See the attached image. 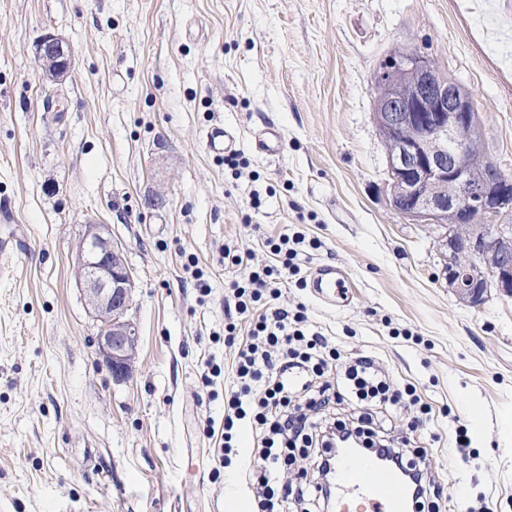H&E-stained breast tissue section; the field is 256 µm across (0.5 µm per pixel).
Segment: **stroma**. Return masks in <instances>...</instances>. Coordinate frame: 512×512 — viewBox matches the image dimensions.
<instances>
[{"label": "stroma", "mask_w": 512, "mask_h": 512, "mask_svg": "<svg viewBox=\"0 0 512 512\" xmlns=\"http://www.w3.org/2000/svg\"><path fill=\"white\" fill-rule=\"evenodd\" d=\"M48 32L74 55L61 112L43 107ZM398 48L471 92L512 172V0H0V203L18 218L0 257V512H257L250 426L218 477L205 432L236 362L219 340L236 275L221 251L261 266L283 233L318 241L304 275L333 264L354 290L330 306L288 285L280 305L304 304L342 359L415 388L385 428L423 458L440 512H512V299L458 303L439 229L390 206L371 77ZM216 125L236 165L208 151ZM271 129L277 150H257ZM154 189L166 201L149 210ZM89 223L108 225L134 279L139 342L120 380L73 270ZM211 357L224 375L208 386Z\"/></svg>", "instance_id": "35a3bbf8"}]
</instances>
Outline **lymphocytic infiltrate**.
I'll use <instances>...</instances> for the list:
<instances>
[{"mask_svg": "<svg viewBox=\"0 0 512 512\" xmlns=\"http://www.w3.org/2000/svg\"><path fill=\"white\" fill-rule=\"evenodd\" d=\"M300 242V237L285 234L266 239L274 261L260 269L252 266L247 250L230 260L240 275L227 287L241 321L226 325L224 342L239 347L237 385L225 397L223 424L208 425L207 434L218 437L226 453L233 447L238 422L249 421L258 436V453L248 470L260 512H281L293 493L280 479L289 448L301 443L322 449L320 464L326 467L335 460L332 441L340 432H354L389 461L404 464L414 479L422 477L416 464L404 462L402 453L372 426V408L399 406L404 397L413 396V389L392 390L366 357L348 360L336 381H326V372L337 360L335 348L321 333L308 329L303 309L291 312L278 306L281 285H304L297 262ZM345 400L367 407L361 425L351 428L340 420L325 425L319 411Z\"/></svg>", "mask_w": 512, "mask_h": 512, "instance_id": "obj_1", "label": "lymphocytic infiltrate"}]
</instances>
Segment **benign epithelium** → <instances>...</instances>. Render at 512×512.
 I'll list each match as a JSON object with an SVG mask.
<instances>
[{"label": "benign epithelium", "instance_id": "benign-epithelium-1", "mask_svg": "<svg viewBox=\"0 0 512 512\" xmlns=\"http://www.w3.org/2000/svg\"><path fill=\"white\" fill-rule=\"evenodd\" d=\"M36 54L46 79L68 77L73 54L63 37L41 36ZM372 82L392 209L415 224L444 229L443 269L459 303L479 308L493 289L511 298L512 178L489 154L471 153V136L481 129L472 95L456 80L440 78L430 58L412 48L384 58ZM76 277L98 322L99 354L113 377L122 378L139 339L126 318L134 281L107 225H85Z\"/></svg>", "mask_w": 512, "mask_h": 512}]
</instances>
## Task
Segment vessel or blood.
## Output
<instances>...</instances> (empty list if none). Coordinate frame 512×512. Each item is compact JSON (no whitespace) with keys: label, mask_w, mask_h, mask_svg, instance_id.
Segmentation results:
<instances>
[{"label":"vessel or blood","mask_w":512,"mask_h":512,"mask_svg":"<svg viewBox=\"0 0 512 512\" xmlns=\"http://www.w3.org/2000/svg\"><path fill=\"white\" fill-rule=\"evenodd\" d=\"M310 286L316 297L336 304L349 299L347 273L334 265L315 268ZM336 500L361 512H407L408 491L401 476L372 455L347 452L336 460Z\"/></svg>","instance_id":"vessel-or-blood-1"}]
</instances>
